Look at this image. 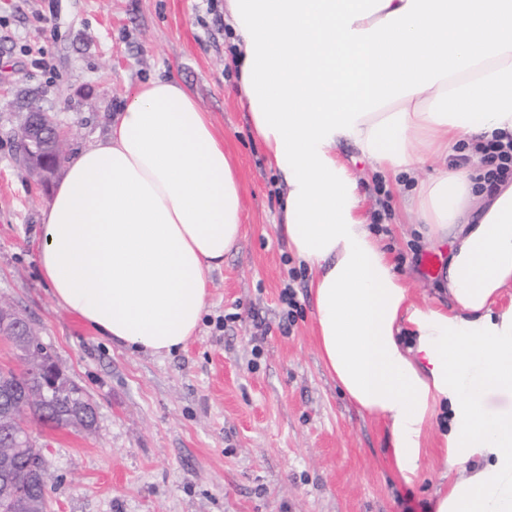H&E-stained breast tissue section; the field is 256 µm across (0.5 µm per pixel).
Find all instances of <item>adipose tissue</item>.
Returning a JSON list of instances; mask_svg holds the SVG:
<instances>
[{
    "label": "adipose tissue",
    "instance_id": "adipose-tissue-1",
    "mask_svg": "<svg viewBox=\"0 0 512 512\" xmlns=\"http://www.w3.org/2000/svg\"><path fill=\"white\" fill-rule=\"evenodd\" d=\"M224 18L236 95L282 189L280 230L310 271L324 369L385 420L405 484L437 428L454 479L433 512H512V179L474 166L512 135V0H224ZM343 144L371 172L412 178L403 213L422 245L449 246L446 303L412 300ZM242 215L206 112L152 78L65 161L36 261L98 336L168 355L198 330Z\"/></svg>",
    "mask_w": 512,
    "mask_h": 512
}]
</instances>
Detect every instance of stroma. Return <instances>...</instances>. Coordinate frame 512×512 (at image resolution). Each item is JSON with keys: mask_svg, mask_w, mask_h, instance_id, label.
I'll return each instance as SVG.
<instances>
[{"mask_svg": "<svg viewBox=\"0 0 512 512\" xmlns=\"http://www.w3.org/2000/svg\"><path fill=\"white\" fill-rule=\"evenodd\" d=\"M224 0H0V301L38 331L96 408L91 430L32 420L49 512H429L451 478L436 429L406 485L383 420L359 412L324 370L305 266L278 232L280 191L249 114L230 88ZM178 80L211 117L241 187L244 233L211 275L196 336L165 356L95 336L42 282L34 241L50 188L20 168L28 105L52 112L67 154L103 138L125 95ZM370 178L364 208L416 301L442 272L404 224L398 190ZM292 286L298 312L278 322Z\"/></svg>", "mask_w": 512, "mask_h": 512, "instance_id": "obj_1", "label": "stroma"}]
</instances>
